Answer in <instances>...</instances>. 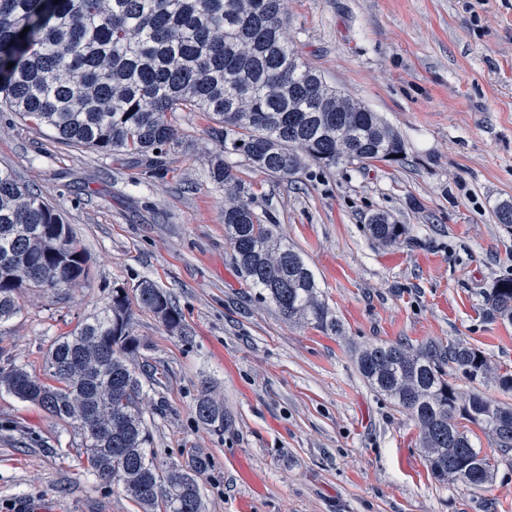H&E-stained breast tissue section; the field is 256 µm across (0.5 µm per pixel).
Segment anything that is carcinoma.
<instances>
[{"instance_id":"carcinoma-1","label":"carcinoma","mask_w":512,"mask_h":512,"mask_svg":"<svg viewBox=\"0 0 512 512\" xmlns=\"http://www.w3.org/2000/svg\"><path fill=\"white\" fill-rule=\"evenodd\" d=\"M286 23V0H0V105L49 127L65 144L155 158L175 145L168 113H206L223 127L224 150L209 172L224 186V238L237 270L284 319L339 336L342 324L314 273L277 225L260 222L226 157L242 155L251 167L286 178L309 162L331 169L398 161L404 146L377 113L299 61ZM368 230L386 245L406 235L405 225L383 214L369 219ZM47 274L56 289L69 287L87 276L83 254L55 208L0 169V325L20 311L21 291L46 287ZM137 291L141 307L168 328L180 327L166 292L149 282ZM486 306L512 322V279L494 285ZM130 316L126 289L113 288L107 305L53 343L44 377L9 364L0 367V387L75 425L88 468L121 483L142 512H202L199 478L208 457L192 452L163 470L150 452L140 368L130 359L139 347ZM357 365L377 393L416 421L437 481L475 490L493 482L498 458L475 447L468 425L501 455L512 451V406L479 391L493 381L512 392V374L497 373L462 341L443 353L372 345ZM458 374L469 391L457 386ZM196 414L224 431V406L207 387Z\"/></svg>"}]
</instances>
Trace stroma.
I'll return each mask as SVG.
<instances>
[{"label":"stroma","mask_w":512,"mask_h":512,"mask_svg":"<svg viewBox=\"0 0 512 512\" xmlns=\"http://www.w3.org/2000/svg\"><path fill=\"white\" fill-rule=\"evenodd\" d=\"M290 46L328 85L400 135L402 161L281 179L230 156L262 223L276 225L317 276L343 325L336 336L284 320L237 272L224 240V188L208 175L220 128L199 112L169 121L162 166L128 152L61 143L0 107V168L70 224L87 268L59 290H27L0 325V366L42 374L57 338L113 288L164 289L169 330L132 304L146 419L158 464L210 459L204 512H512V453L491 488L437 482L407 413L359 373L358 348L464 341L512 373V324L485 298L512 278V0H287ZM406 225L386 246L367 224ZM224 405L223 432L196 416L202 386ZM27 499L50 512H138L121 486L87 470L81 437L0 391V512Z\"/></svg>","instance_id":"35a3bbf8"}]
</instances>
